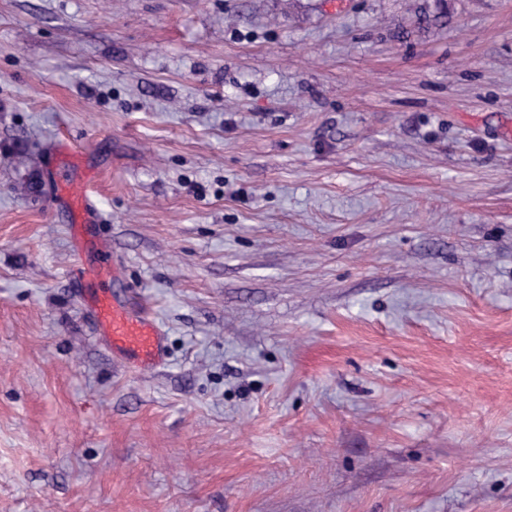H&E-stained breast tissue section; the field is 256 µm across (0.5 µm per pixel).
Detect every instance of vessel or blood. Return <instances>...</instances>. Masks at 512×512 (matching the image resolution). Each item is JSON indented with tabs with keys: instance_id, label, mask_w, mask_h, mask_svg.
I'll return each instance as SVG.
<instances>
[{
	"instance_id": "vessel-or-blood-1",
	"label": "vessel or blood",
	"mask_w": 512,
	"mask_h": 512,
	"mask_svg": "<svg viewBox=\"0 0 512 512\" xmlns=\"http://www.w3.org/2000/svg\"><path fill=\"white\" fill-rule=\"evenodd\" d=\"M89 178V168L76 163L57 174L62 187L61 209L75 215L77 223L88 228L86 236L77 237V247L92 255L91 263L76 262L71 274L87 300L99 341L118 353L127 367L157 366L167 356L161 326L128 301L113 296L110 290L117 263L111 245L89 230L98 220V207L88 186Z\"/></svg>"
}]
</instances>
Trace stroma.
I'll return each instance as SVG.
<instances>
[{
	"instance_id": "obj_1",
	"label": "stroma",
	"mask_w": 512,
	"mask_h": 512,
	"mask_svg": "<svg viewBox=\"0 0 512 512\" xmlns=\"http://www.w3.org/2000/svg\"><path fill=\"white\" fill-rule=\"evenodd\" d=\"M0 512H512V0H0ZM91 170L86 164L72 162L71 167L57 173L62 187L58 205L67 213L76 215L77 224L91 229L86 238L79 235L77 249L89 251L92 261H77L70 270L88 303V311L95 320L99 341L118 353L125 366L133 369L154 367L167 356L165 336L154 318L134 307L127 300L113 296L110 281L115 276L116 260L112 246L94 235L93 225L98 221L96 198L89 190Z\"/></svg>"
}]
</instances>
